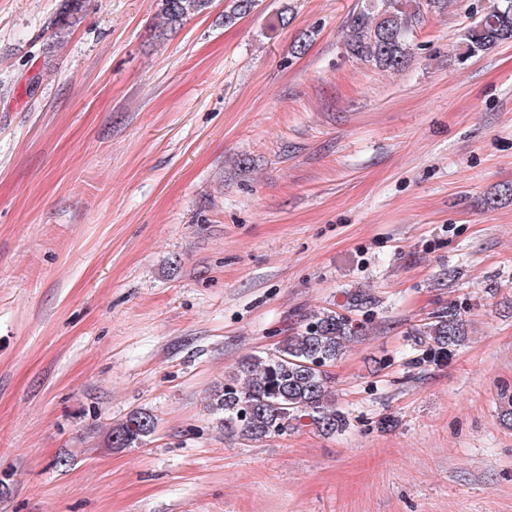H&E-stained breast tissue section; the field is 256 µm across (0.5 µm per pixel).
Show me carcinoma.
<instances>
[{
  "instance_id": "obj_1",
  "label": "carcinoma",
  "mask_w": 512,
  "mask_h": 512,
  "mask_svg": "<svg viewBox=\"0 0 512 512\" xmlns=\"http://www.w3.org/2000/svg\"><path fill=\"white\" fill-rule=\"evenodd\" d=\"M258 2L231 0L224 19L242 18L252 13ZM159 6L164 24L175 28L208 9L210 0H160ZM411 26L412 15L403 0H367L351 16L347 52L376 67L396 70L413 50ZM504 43H512V0H493L467 28L461 48L471 57ZM374 302L371 294L358 289L348 294L345 311L313 312L283 337L274 352L243 358L224 380L214 402L215 410L223 414L224 429L250 441L303 427L324 435L344 431L348 417L336 406L332 381L315 365H334L348 344L367 335V329L349 313ZM410 336L413 349L428 357H444L466 343L468 327L461 312L450 305L413 328ZM154 429L150 414L134 411L112 428V447L130 448Z\"/></svg>"
}]
</instances>
